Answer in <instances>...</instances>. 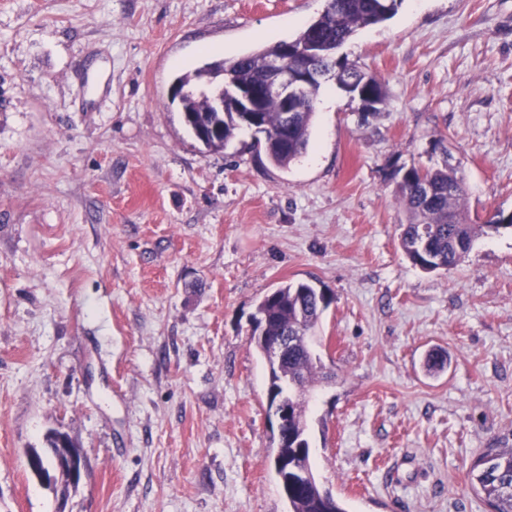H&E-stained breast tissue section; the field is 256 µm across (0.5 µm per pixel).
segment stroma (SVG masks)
<instances>
[{
	"mask_svg": "<svg viewBox=\"0 0 512 512\" xmlns=\"http://www.w3.org/2000/svg\"><path fill=\"white\" fill-rule=\"evenodd\" d=\"M325 6L0 0V512H288L249 333L291 281L331 298L306 407L322 487L347 512H489L469 470L512 447V228L424 271L393 175L445 159L472 220L512 214V0H402L358 32L340 53L381 112L336 93L289 168L249 130L207 151L174 77ZM52 430L87 462L75 488L28 466Z\"/></svg>",
	"mask_w": 512,
	"mask_h": 512,
	"instance_id": "1",
	"label": "stroma"
}]
</instances>
